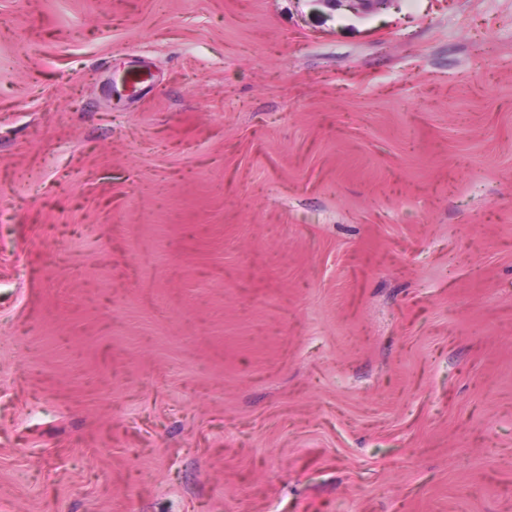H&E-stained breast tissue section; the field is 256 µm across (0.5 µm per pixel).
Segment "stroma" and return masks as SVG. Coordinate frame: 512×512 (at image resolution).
I'll return each mask as SVG.
<instances>
[{
  "mask_svg": "<svg viewBox=\"0 0 512 512\" xmlns=\"http://www.w3.org/2000/svg\"><path fill=\"white\" fill-rule=\"evenodd\" d=\"M0 512H512V0H0Z\"/></svg>",
  "mask_w": 512,
  "mask_h": 512,
  "instance_id": "35a3bbf8",
  "label": "stroma"
}]
</instances>
